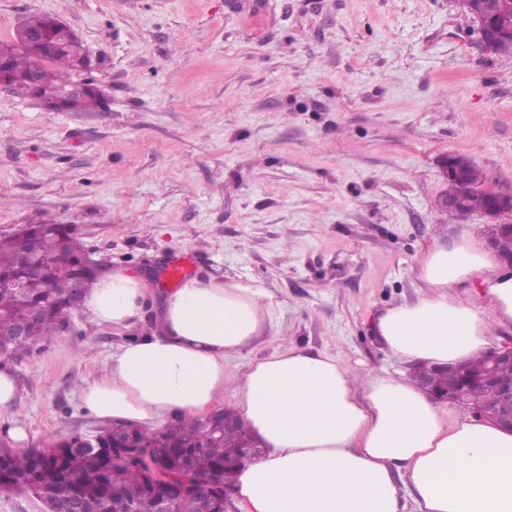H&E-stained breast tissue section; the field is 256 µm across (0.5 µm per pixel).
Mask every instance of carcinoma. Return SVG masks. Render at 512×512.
Instances as JSON below:
<instances>
[{
  "label": "carcinoma",
  "instance_id": "1",
  "mask_svg": "<svg viewBox=\"0 0 512 512\" xmlns=\"http://www.w3.org/2000/svg\"><path fill=\"white\" fill-rule=\"evenodd\" d=\"M506 0H475L466 10L475 12L493 22L505 32L489 48L493 55L512 56V8L505 11ZM60 48L51 56L39 59L20 35H15L9 44L0 42V60L14 61L26 66L41 64L44 83L51 87L66 86L78 74L79 62L88 54L79 38L65 31L57 33ZM100 105V96L90 93L76 96L67 104L70 112H88ZM452 162L463 173V178L448 184V192L463 195L476 205L483 203L486 192L482 187L479 169L462 155L451 156ZM29 233L37 239V250H32L25 235L15 233L0 237V274L19 275L31 266L37 257L50 258L60 251L66 252L75 262H80L86 247L76 234L73 224H31ZM79 278L81 288L89 292L97 281L94 275L79 276L78 267L61 272L47 267L49 288L33 285L23 291L15 288H0V324L28 323V335L24 337L0 335V365H11L32 355L34 346L68 329L77 315L69 303L62 299L71 286V279ZM36 308L43 311L37 321L29 320ZM232 410H220L210 423L201 418L179 420L160 432H142L140 438L154 452L155 462L178 484L183 483L182 455L180 448L191 454L192 469L198 477H204L217 469L225 470L226 483L238 470L244 438L250 427L243 423L224 426V414ZM124 426L114 424L99 431L98 445L103 451L80 445V435H70L53 440L41 448L11 450L0 449V464L11 478L0 482V487L20 488L31 491L33 483L45 499L56 496L67 489H74L100 512H111L112 506L132 509V512H158V490L153 481L143 478L135 471L136 463L121 454H112V435L120 434ZM224 486L210 492L207 500H187L186 508L198 512L214 509L224 512Z\"/></svg>",
  "mask_w": 512,
  "mask_h": 512
}]
</instances>
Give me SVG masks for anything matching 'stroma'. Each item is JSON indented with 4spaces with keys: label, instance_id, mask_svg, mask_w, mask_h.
<instances>
[{
    "label": "stroma",
    "instance_id": "obj_1",
    "mask_svg": "<svg viewBox=\"0 0 512 512\" xmlns=\"http://www.w3.org/2000/svg\"><path fill=\"white\" fill-rule=\"evenodd\" d=\"M34 13L70 25L98 65L94 112L0 91V236L75 225L108 270L262 281L272 326L227 368L295 345L360 377L408 372L375 336L426 293L420 260L465 234L436 207L438 160L470 158L512 194V56L484 54L458 0H0V40ZM138 328L78 314L15 364L0 438L27 447L104 423L80 393Z\"/></svg>",
    "mask_w": 512,
    "mask_h": 512
}]
</instances>
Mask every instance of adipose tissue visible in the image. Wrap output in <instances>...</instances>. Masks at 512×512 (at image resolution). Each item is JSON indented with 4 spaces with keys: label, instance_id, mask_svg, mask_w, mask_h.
<instances>
[{
    "label": "adipose tissue",
    "instance_id": "adipose-tissue-1",
    "mask_svg": "<svg viewBox=\"0 0 512 512\" xmlns=\"http://www.w3.org/2000/svg\"><path fill=\"white\" fill-rule=\"evenodd\" d=\"M420 275L428 293L372 323L394 357L467 362L487 352L495 329L512 326V270L477 239L436 246ZM476 278L478 301L451 295ZM148 299L142 278L112 271L84 307L96 323L132 327ZM278 306L258 280H186L158 301L151 329L87 382L84 408L136 425L210 413L229 360L266 330ZM234 399L269 448L235 475L241 512H512V431L447 420L405 375H375L359 387L333 355L291 346L251 362Z\"/></svg>",
    "mask_w": 512,
    "mask_h": 512
}]
</instances>
